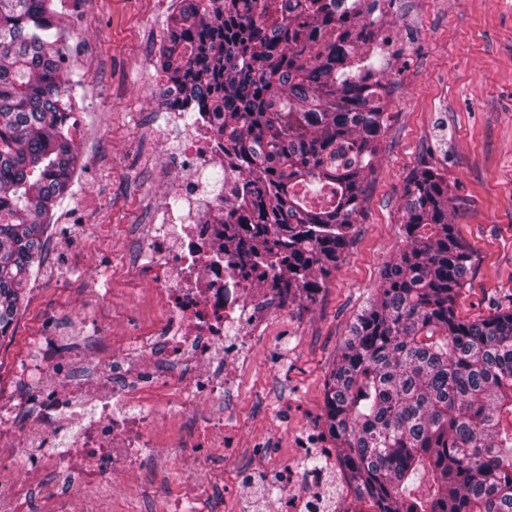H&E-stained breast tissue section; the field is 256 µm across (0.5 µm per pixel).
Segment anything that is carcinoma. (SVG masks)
Instances as JSON below:
<instances>
[{"label": "carcinoma", "instance_id": "1", "mask_svg": "<svg viewBox=\"0 0 512 512\" xmlns=\"http://www.w3.org/2000/svg\"><path fill=\"white\" fill-rule=\"evenodd\" d=\"M377 2L182 0L159 49L166 100L209 114L242 174L224 256L290 304L316 302L342 261L387 124ZM69 38L55 0H0V337L77 169ZM452 209L440 171L417 170L404 245L327 380V436L376 512H512V307L458 315L473 254Z\"/></svg>", "mask_w": 512, "mask_h": 512}]
</instances>
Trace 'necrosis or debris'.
<instances>
[{
    "label": "necrosis or debris",
    "instance_id": "necrosis-or-debris-1",
    "mask_svg": "<svg viewBox=\"0 0 512 512\" xmlns=\"http://www.w3.org/2000/svg\"><path fill=\"white\" fill-rule=\"evenodd\" d=\"M181 118L165 110L160 129L179 133L173 184L186 206L146 225L132 267L151 275L159 318L108 349L86 323L64 336L48 322L29 337L14 362L21 387L0 399V447L12 449L18 474L0 478V512H28L38 480L48 476L62 485L70 512H80L81 498L111 494L102 471L126 478L149 460L163 470L169 458L156 452L152 433L165 413L186 425L193 447L208 455L224 449L223 415L202 419L197 411L223 402L235 381L224 368L227 340L240 355L257 342L250 327L265 304L250 283L265 272L220 253L224 194L238 175L226 173L223 191L208 192L200 176L223 165L224 144L208 117L186 129ZM159 387L168 390L160 406L146 399ZM337 478L298 460L282 465L278 512H336Z\"/></svg>",
    "mask_w": 512,
    "mask_h": 512
}]
</instances>
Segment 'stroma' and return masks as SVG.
Masks as SVG:
<instances>
[{
  "label": "stroma",
  "mask_w": 512,
  "mask_h": 512,
  "mask_svg": "<svg viewBox=\"0 0 512 512\" xmlns=\"http://www.w3.org/2000/svg\"><path fill=\"white\" fill-rule=\"evenodd\" d=\"M180 0H72L60 10L74 33L66 50L78 109L70 137L79 167L44 233L15 329L0 338V397L15 382L12 356L46 321L97 322L114 343L158 310L150 278L126 273L155 205L180 206L165 170L174 160L157 135L165 79L156 57ZM386 66L388 125L344 259L316 303L267 309L238 388L224 395V452L203 483L208 512H274V497L245 495L241 478L263 485L293 460L294 434L322 429L325 384L357 315L403 246L402 210L413 174L438 167L455 198V224L475 255L458 299L461 316L512 304V0H388L378 23ZM197 451L182 449L154 481L125 479L108 508L138 512L185 496Z\"/></svg>",
  "instance_id": "35a3bbf8"
}]
</instances>
